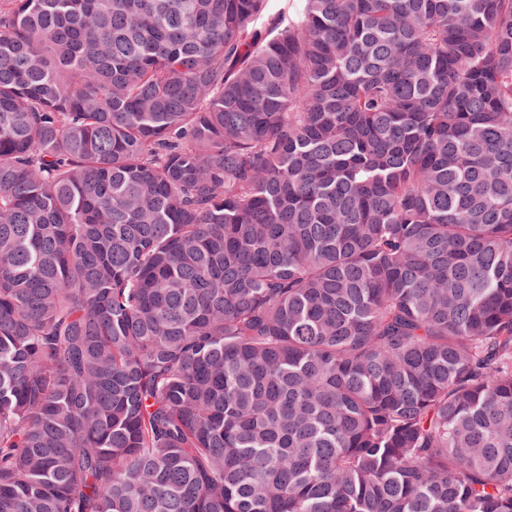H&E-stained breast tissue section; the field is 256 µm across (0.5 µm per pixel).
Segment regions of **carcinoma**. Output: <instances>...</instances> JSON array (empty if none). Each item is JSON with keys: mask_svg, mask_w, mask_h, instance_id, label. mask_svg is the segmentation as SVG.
Segmentation results:
<instances>
[{"mask_svg": "<svg viewBox=\"0 0 512 512\" xmlns=\"http://www.w3.org/2000/svg\"><path fill=\"white\" fill-rule=\"evenodd\" d=\"M0 0V512H512V0Z\"/></svg>", "mask_w": 512, "mask_h": 512, "instance_id": "carcinoma-1", "label": "carcinoma"}]
</instances>
